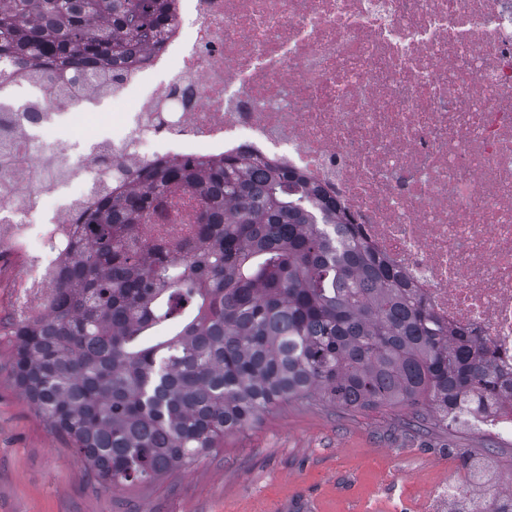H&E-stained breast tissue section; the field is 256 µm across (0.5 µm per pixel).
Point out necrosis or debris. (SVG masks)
Wrapping results in <instances>:
<instances>
[{
  "mask_svg": "<svg viewBox=\"0 0 512 512\" xmlns=\"http://www.w3.org/2000/svg\"><path fill=\"white\" fill-rule=\"evenodd\" d=\"M158 50L113 78L32 88L0 150L57 130L56 154L0 172L11 313L52 294L101 188L170 157L248 152L308 174L455 331L512 375V0H176ZM196 200L166 193L150 240L178 243Z\"/></svg>",
  "mask_w": 512,
  "mask_h": 512,
  "instance_id": "obj_1",
  "label": "necrosis or debris"
}]
</instances>
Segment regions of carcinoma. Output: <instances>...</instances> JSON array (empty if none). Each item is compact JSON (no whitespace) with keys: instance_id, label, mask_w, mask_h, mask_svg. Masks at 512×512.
<instances>
[{"instance_id":"carcinoma-1","label":"carcinoma","mask_w":512,"mask_h":512,"mask_svg":"<svg viewBox=\"0 0 512 512\" xmlns=\"http://www.w3.org/2000/svg\"><path fill=\"white\" fill-rule=\"evenodd\" d=\"M173 2L0 0V61L109 74L159 47ZM33 150L0 153V169ZM168 191L198 201L175 248L141 229ZM84 223L55 296L0 334L12 383L100 487L161 483L288 402L409 407L442 428L503 408L488 347L436 318L301 171L169 157ZM322 224L347 238L340 255Z\"/></svg>"}]
</instances>
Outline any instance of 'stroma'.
I'll return each mask as SVG.
<instances>
[{"label": "stroma", "instance_id": "stroma-1", "mask_svg": "<svg viewBox=\"0 0 512 512\" xmlns=\"http://www.w3.org/2000/svg\"><path fill=\"white\" fill-rule=\"evenodd\" d=\"M10 358L0 336V512H420L438 483L468 493L473 459L512 472V439L465 427L422 435L400 407L288 403L191 470L112 491L93 485L69 441L19 394Z\"/></svg>", "mask_w": 512, "mask_h": 512}]
</instances>
